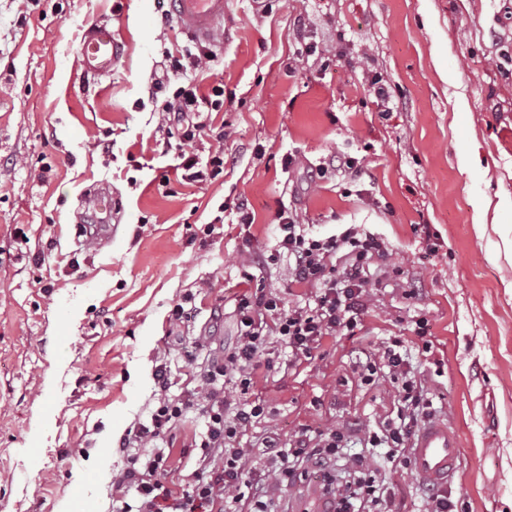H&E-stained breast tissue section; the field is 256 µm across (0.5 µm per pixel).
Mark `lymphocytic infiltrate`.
<instances>
[{
    "instance_id": "1",
    "label": "lymphocytic infiltrate",
    "mask_w": 512,
    "mask_h": 512,
    "mask_svg": "<svg viewBox=\"0 0 512 512\" xmlns=\"http://www.w3.org/2000/svg\"><path fill=\"white\" fill-rule=\"evenodd\" d=\"M150 93L158 98V110L168 115L180 117L198 107L197 89L189 84L171 91L157 79ZM276 219V253L287 257L294 281L314 288L313 299L286 311L273 295L240 299L241 331L223 362L207 369L200 385L185 397L159 399L149 424L134 426L123 438L126 466L112 484V512H267V499L277 487L300 478L305 469L330 465L351 433L363 430L357 421L315 435L304 429L285 443L265 441L257 454L238 445L240 434L268 416L264 403L247 402L243 396L253 385L252 370L269 354V336H279L294 367L311 359L324 337L354 331L370 301L369 267L389 256L384 241L353 227L320 236L295 223L286 210H278ZM357 370L362 381L382 377L395 384L397 412L379 430L366 432L367 442L372 451L386 449L391 462L409 465L411 440L420 422L431 417L433 403L409 369L401 341L383 343L359 359ZM228 384L233 387L229 393L224 390ZM195 406L205 412L202 454L186 490L176 496L161 478L165 450L160 442ZM372 451L349 459L347 480L324 484L333 512H395ZM257 457L262 460L258 467L253 464Z\"/></svg>"
}]
</instances>
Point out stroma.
I'll list each match as a JSON object with an SVG mask.
<instances>
[{
  "label": "stroma",
  "instance_id": "35a3bbf8",
  "mask_svg": "<svg viewBox=\"0 0 512 512\" xmlns=\"http://www.w3.org/2000/svg\"><path fill=\"white\" fill-rule=\"evenodd\" d=\"M167 11L166 0H0V512H57L66 499L111 512L120 441L163 394L156 370L166 367L174 399L197 386L202 364L223 360L243 272L282 306L313 296L291 282L287 260L251 262L274 249L282 207L315 234L355 226L381 237L394 270L371 265L370 308L354 334L325 337L296 367L255 372L271 416L240 446L394 415L396 389L361 384L354 360L398 336L437 418L460 434L447 487L456 512H512V262L502 241L512 234V0H229L211 44ZM98 23L111 25L121 54L110 77L91 80L76 58ZM167 52L203 54L194 83L224 90L223 107L204 101L189 116L209 130L193 143L200 162L224 148L223 170L203 182L182 181L149 95ZM377 79L391 109L375 102ZM322 163L326 176L309 181ZM101 186L117 204L104 245L76 233L84 195ZM483 198L499 210L481 234ZM241 204L251 223H239ZM178 304L181 322L171 318ZM204 425L193 409L164 437L173 495L196 467ZM377 461L402 512H424L428 490L413 469ZM321 484L308 471L271 494L268 512H308Z\"/></svg>",
  "mask_w": 512,
  "mask_h": 512
}]
</instances>
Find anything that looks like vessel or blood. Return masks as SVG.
I'll list each match as a JSON object with an SVG mask.
<instances>
[{"mask_svg":"<svg viewBox=\"0 0 512 512\" xmlns=\"http://www.w3.org/2000/svg\"><path fill=\"white\" fill-rule=\"evenodd\" d=\"M182 32L199 42L211 41L224 22L228 0H172ZM117 62V45L107 24L89 27L82 35L78 66L84 76L111 75ZM411 464L419 481L433 488L446 487L458 467L461 444L456 430L437 419L420 427L412 442Z\"/></svg>","mask_w":512,"mask_h":512,"instance_id":"b4317fda","label":"vessel or blood"}]
</instances>
